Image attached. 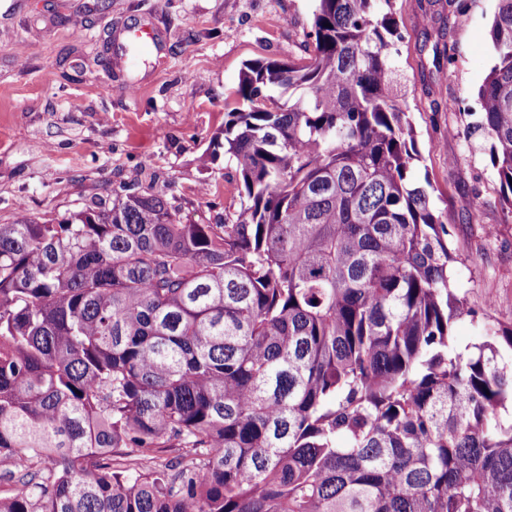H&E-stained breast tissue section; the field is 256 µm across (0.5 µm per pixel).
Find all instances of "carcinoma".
<instances>
[{"label":"carcinoma","instance_id":"1","mask_svg":"<svg viewBox=\"0 0 512 512\" xmlns=\"http://www.w3.org/2000/svg\"><path fill=\"white\" fill-rule=\"evenodd\" d=\"M391 4L316 0L307 63L245 64L223 223L150 189L0 224V512H512V324L450 351ZM490 38L465 136L512 213V0Z\"/></svg>","mask_w":512,"mask_h":512}]
</instances>
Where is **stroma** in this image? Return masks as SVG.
Returning a JSON list of instances; mask_svg holds the SVG:
<instances>
[{
	"label": "stroma",
	"mask_w": 512,
	"mask_h": 512,
	"mask_svg": "<svg viewBox=\"0 0 512 512\" xmlns=\"http://www.w3.org/2000/svg\"><path fill=\"white\" fill-rule=\"evenodd\" d=\"M397 74L436 209L456 261L452 286L474 316L457 347L482 343V322L512 323V214L479 136H449L469 116L493 63L496 0H467L448 24L451 65L435 66L432 23L418 0H393ZM314 0H0V224L54 222L94 197L163 189L184 223L219 224L238 205L233 164L214 154L244 65L306 62ZM154 31L149 55L125 50ZM494 234H487V227Z\"/></svg>",
	"instance_id": "stroma-1"
}]
</instances>
